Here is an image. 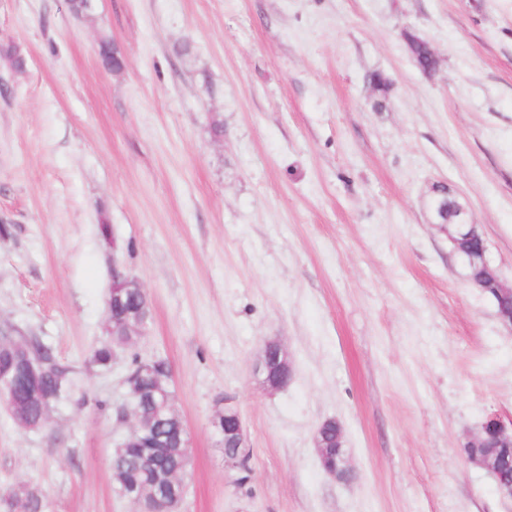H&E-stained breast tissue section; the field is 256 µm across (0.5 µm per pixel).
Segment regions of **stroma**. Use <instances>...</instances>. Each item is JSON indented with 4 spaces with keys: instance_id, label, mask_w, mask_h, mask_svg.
I'll return each instance as SVG.
<instances>
[{
    "instance_id": "obj_1",
    "label": "stroma",
    "mask_w": 512,
    "mask_h": 512,
    "mask_svg": "<svg viewBox=\"0 0 512 512\" xmlns=\"http://www.w3.org/2000/svg\"><path fill=\"white\" fill-rule=\"evenodd\" d=\"M439 185L511 286L512 0H0V330L78 385L40 431L0 405V512L24 488L138 512L110 477L134 353L172 368L185 512H512L465 453L512 423V327L432 223ZM116 262L151 320L103 370ZM271 339L293 368L276 392L254 372ZM226 397L241 486L212 427ZM329 419L348 484L319 462ZM407 38L409 40L411 53L416 66L423 73L430 74L434 72L438 61L428 43L411 33L407 34ZM212 426L217 435L222 439L227 447L228 441H233L235 448L226 450L224 448V466L231 471L240 468L242 460L249 454L246 450L247 433L244 429L242 419L231 399L224 398V408L217 411Z\"/></svg>"
}]
</instances>
